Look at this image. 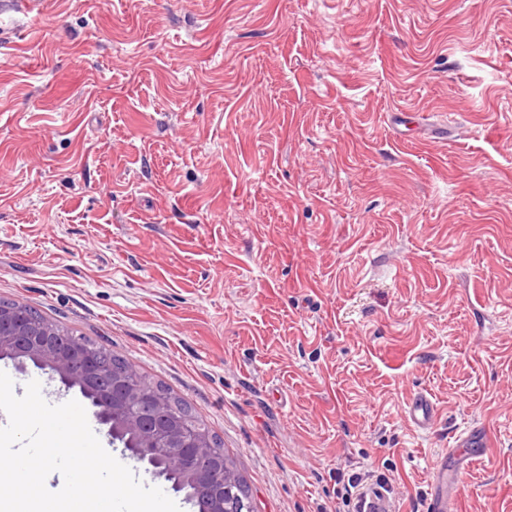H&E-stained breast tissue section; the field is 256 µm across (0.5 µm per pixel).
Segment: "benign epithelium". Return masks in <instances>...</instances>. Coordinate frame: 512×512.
<instances>
[{
  "instance_id": "7a95c632",
  "label": "benign epithelium",
  "mask_w": 512,
  "mask_h": 512,
  "mask_svg": "<svg viewBox=\"0 0 512 512\" xmlns=\"http://www.w3.org/2000/svg\"><path fill=\"white\" fill-rule=\"evenodd\" d=\"M0 358L28 360L57 374L67 388L79 389L107 434L133 440L137 447L131 453L139 462L175 475L199 512L224 505L229 488L224 458L212 451V433L178 415L134 368L115 366L110 355L63 335L22 305L0 307Z\"/></svg>"
}]
</instances>
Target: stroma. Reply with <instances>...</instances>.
Wrapping results in <instances>:
<instances>
[{"mask_svg": "<svg viewBox=\"0 0 512 512\" xmlns=\"http://www.w3.org/2000/svg\"><path fill=\"white\" fill-rule=\"evenodd\" d=\"M0 29V299L187 401L256 512H346L340 469L423 512L475 426L458 512H512V0H44ZM437 407L422 392H416L408 399L404 419L413 429L428 430L437 418Z\"/></svg>", "mask_w": 512, "mask_h": 512, "instance_id": "obj_1", "label": "stroma"}]
</instances>
